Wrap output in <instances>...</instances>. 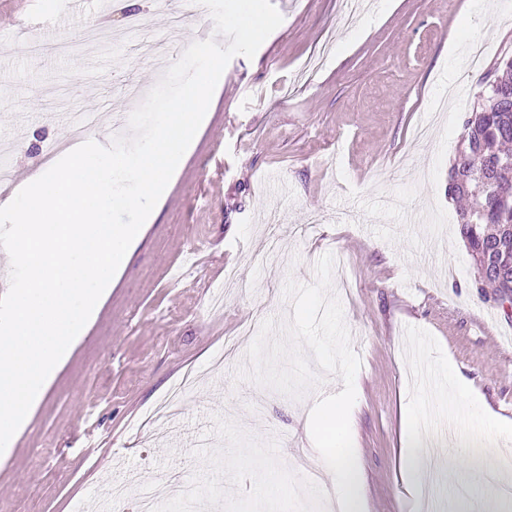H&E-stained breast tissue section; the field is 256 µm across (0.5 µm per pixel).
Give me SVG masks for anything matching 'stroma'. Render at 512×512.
Instances as JSON below:
<instances>
[{"instance_id": "stroma-1", "label": "stroma", "mask_w": 512, "mask_h": 512, "mask_svg": "<svg viewBox=\"0 0 512 512\" xmlns=\"http://www.w3.org/2000/svg\"><path fill=\"white\" fill-rule=\"evenodd\" d=\"M282 24L253 59L232 58L224 85L166 198L154 208L96 320L57 372L0 463V512H137L139 494L165 499L159 475L175 472L204 512H327L295 466L312 447L309 414L341 380L295 400L236 379L250 337L242 324L293 313L287 279L315 282L324 253L336 263L340 300L361 367L351 442L365 476L366 512H407L396 467L401 400L430 409L421 365L448 359L493 411L512 419V320L472 288L473 261L448 198V163L487 72L512 54V0H271ZM97 0L28 13L0 0V165L16 173L90 112V100L129 112L125 82H158L166 67L91 42ZM68 51L31 58L19 20ZM454 33H447V22ZM280 210L281 248L268 255L264 220ZM234 272L242 290L225 289ZM237 337L225 354L224 340ZM199 382L177 416L146 415L187 371ZM444 474L439 512H512L486 501L478 480L465 498L459 467L503 470L493 434L433 417ZM105 445L84 455L87 433Z\"/></svg>"}]
</instances>
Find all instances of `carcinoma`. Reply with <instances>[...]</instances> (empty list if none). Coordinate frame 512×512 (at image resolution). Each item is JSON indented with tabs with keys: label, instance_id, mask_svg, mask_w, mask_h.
I'll return each mask as SVG.
<instances>
[{
	"label": "carcinoma",
	"instance_id": "carcinoma-1",
	"mask_svg": "<svg viewBox=\"0 0 512 512\" xmlns=\"http://www.w3.org/2000/svg\"><path fill=\"white\" fill-rule=\"evenodd\" d=\"M448 198L464 203L459 233L484 273L475 288L512 293V58L497 62L462 124Z\"/></svg>",
	"mask_w": 512,
	"mask_h": 512
}]
</instances>
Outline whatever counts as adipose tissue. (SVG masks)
Wrapping results in <instances>:
<instances>
[{
    "mask_svg": "<svg viewBox=\"0 0 512 512\" xmlns=\"http://www.w3.org/2000/svg\"><path fill=\"white\" fill-rule=\"evenodd\" d=\"M450 383V402L457 408L458 421L466 428L493 432L503 441L512 440V420L496 414L476 396L470 380L463 376L454 365L442 367ZM402 435L397 462L404 477V491L414 512L422 508V479L430 463L421 448L422 428L428 425V415L413 406L402 408ZM351 426L349 407L336 404L326 407L318 418L321 442L334 465L325 469L331 487L342 502L343 512H364L362 475L356 463L355 450L348 438Z\"/></svg>",
    "mask_w": 512,
    "mask_h": 512,
    "instance_id": "obj_1",
    "label": "adipose tissue"
}]
</instances>
